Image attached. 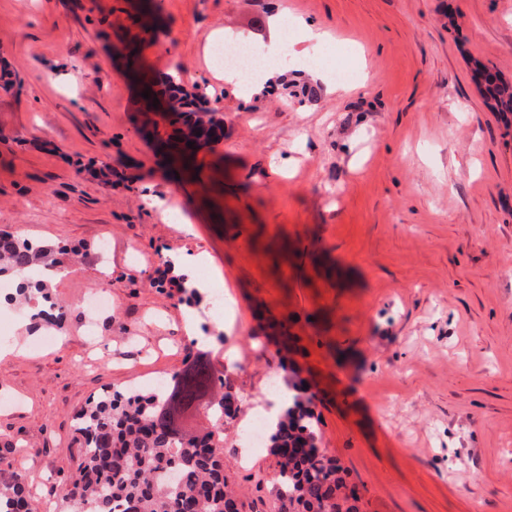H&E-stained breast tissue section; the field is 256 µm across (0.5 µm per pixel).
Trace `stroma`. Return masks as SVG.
I'll list each match as a JSON object with an SVG mask.
<instances>
[{
  "label": "stroma",
  "mask_w": 512,
  "mask_h": 512,
  "mask_svg": "<svg viewBox=\"0 0 512 512\" xmlns=\"http://www.w3.org/2000/svg\"><path fill=\"white\" fill-rule=\"evenodd\" d=\"M158 3L147 31L142 0H0V232L72 270L53 328L0 274V478L61 503L75 412L180 370L190 310L240 404L224 465L242 512H276V457L233 447L292 345L359 512H512V113L481 77L512 84V0ZM278 11L329 30L368 84L328 92L283 54L243 99L208 42L264 46ZM133 44L224 122L182 180L145 134L168 121L124 74ZM175 246L209 254L213 294L157 286Z\"/></svg>",
  "instance_id": "35a3bbf8"
}]
</instances>
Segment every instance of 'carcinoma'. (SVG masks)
I'll list each match as a JSON object with an SVG mask.
<instances>
[{"label":"carcinoma","instance_id":"carcinoma-1","mask_svg":"<svg viewBox=\"0 0 512 512\" xmlns=\"http://www.w3.org/2000/svg\"><path fill=\"white\" fill-rule=\"evenodd\" d=\"M140 91H149L148 107L163 95L182 121V148L171 161L177 172L190 170L203 145L222 134L220 121L207 116L201 98L187 92L179 76L168 78L164 90L127 57ZM497 108L512 112V93L488 88ZM193 143L188 147L187 143ZM44 249L0 236V271L25 281ZM295 365L288 366V407L268 426L271 453L278 458V512H358L339 498L340 466L318 448V416L313 395ZM215 387L207 357L196 355L175 375L160 380L148 393L127 400L105 392L75 416L80 444L77 474L64 498V512H239L238 501L224 474V419L239 411L230 391L206 404L208 426L186 430L181 413L201 403ZM0 512H37L22 479L0 482Z\"/></svg>","mask_w":512,"mask_h":512}]
</instances>
